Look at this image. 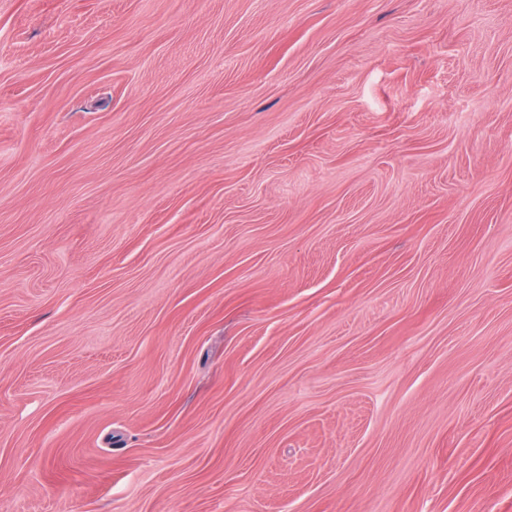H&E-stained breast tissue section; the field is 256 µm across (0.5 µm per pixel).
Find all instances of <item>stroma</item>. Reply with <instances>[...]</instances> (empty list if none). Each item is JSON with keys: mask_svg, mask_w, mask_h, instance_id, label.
Instances as JSON below:
<instances>
[{"mask_svg": "<svg viewBox=\"0 0 512 512\" xmlns=\"http://www.w3.org/2000/svg\"><path fill=\"white\" fill-rule=\"evenodd\" d=\"M0 512H512V0H0Z\"/></svg>", "mask_w": 512, "mask_h": 512, "instance_id": "1", "label": "stroma"}]
</instances>
